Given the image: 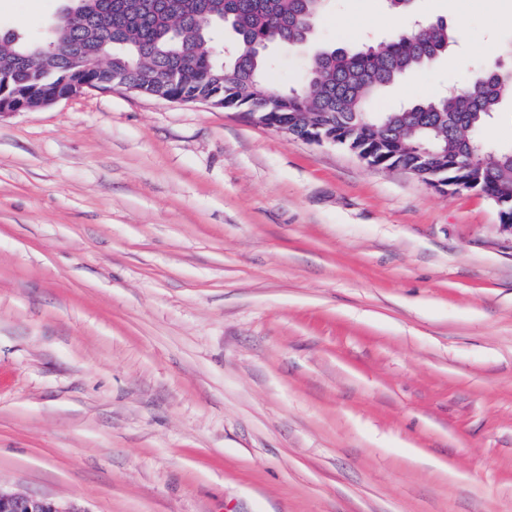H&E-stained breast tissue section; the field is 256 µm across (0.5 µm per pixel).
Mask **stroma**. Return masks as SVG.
<instances>
[{
  "label": "stroma",
  "mask_w": 512,
  "mask_h": 512,
  "mask_svg": "<svg viewBox=\"0 0 512 512\" xmlns=\"http://www.w3.org/2000/svg\"><path fill=\"white\" fill-rule=\"evenodd\" d=\"M66 0H0L47 35ZM512 0L382 112L504 59ZM330 0L314 44L393 37ZM277 88L304 53L268 50ZM0 489L71 512H512V226L469 191L201 103L0 117Z\"/></svg>",
  "instance_id": "obj_1"
}]
</instances>
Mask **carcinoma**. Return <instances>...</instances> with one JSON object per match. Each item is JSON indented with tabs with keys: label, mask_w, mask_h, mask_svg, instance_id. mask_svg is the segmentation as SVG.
I'll use <instances>...</instances> for the list:
<instances>
[{
	"label": "carcinoma",
	"mask_w": 512,
	"mask_h": 512,
	"mask_svg": "<svg viewBox=\"0 0 512 512\" xmlns=\"http://www.w3.org/2000/svg\"><path fill=\"white\" fill-rule=\"evenodd\" d=\"M327 0H72L69 19L45 41L0 32V99L20 106L66 94L75 84L105 79L87 60L111 57L112 73L134 85L188 101L224 100L236 112H271L303 138L318 120L339 144L385 165L412 167L415 146L431 141L444 162L436 178L478 191L512 224V145L491 144L475 160L470 145L512 100V80L477 72L461 89L378 114L373 97L410 72L431 64L455 43L448 26L424 21L383 46L356 51L313 47ZM234 32L227 54L215 53L214 34ZM307 52L300 88L268 81L267 48Z\"/></svg>",
	"instance_id": "obj_1"
}]
</instances>
